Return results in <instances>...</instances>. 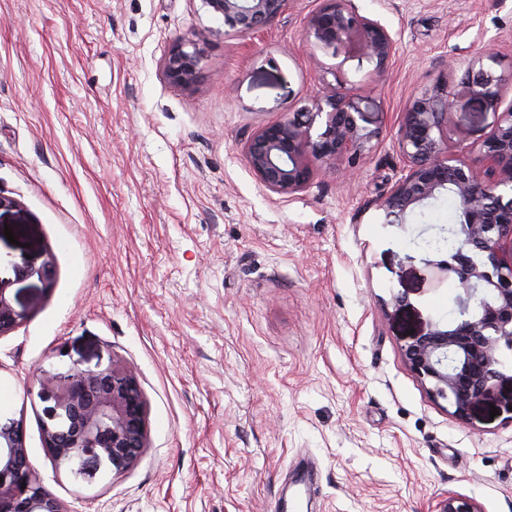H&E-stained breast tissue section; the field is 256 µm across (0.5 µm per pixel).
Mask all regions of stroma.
<instances>
[{"label": "stroma", "instance_id": "35a3bbf8", "mask_svg": "<svg viewBox=\"0 0 512 512\" xmlns=\"http://www.w3.org/2000/svg\"><path fill=\"white\" fill-rule=\"evenodd\" d=\"M322 4L294 0L244 37L203 0H0V194L25 216L0 217V287L20 315L0 336V410L67 512H282L293 498L299 512H436L451 493L512 512V364L463 422L402 355L453 307L422 245L448 207L401 226L379 208L405 166L411 96L463 92L488 45L512 100V0H353L399 40L382 73L307 41ZM188 40L205 61L183 89L162 66ZM339 77L378 143L297 196L268 191L247 138ZM497 121L475 103L448 134L473 146ZM114 364L146 397L149 446L79 487L47 458L37 379Z\"/></svg>", "mask_w": 512, "mask_h": 512}]
</instances>
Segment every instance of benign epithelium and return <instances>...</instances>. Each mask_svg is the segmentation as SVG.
<instances>
[{
    "label": "benign epithelium",
    "instance_id": "obj_1",
    "mask_svg": "<svg viewBox=\"0 0 512 512\" xmlns=\"http://www.w3.org/2000/svg\"><path fill=\"white\" fill-rule=\"evenodd\" d=\"M288 0H205L241 36L263 31ZM306 36L337 56L353 41L358 53L380 72L395 55L397 39L377 18L359 14L351 0H324L306 25ZM491 48L476 52L463 76L469 93L500 112L493 131L477 146L448 140V113L460 104L446 87L409 99L397 131L406 168L380 204L385 223L402 225L414 210L449 193L458 203L463 234L458 248L436 262L440 278L457 282L455 304L462 317L430 324L409 337L402 353L407 365L436 398L448 402L462 421L502 377L505 352H512V103L504 102L503 79ZM204 65L196 44L175 45L163 63L169 83L192 87ZM320 130L314 131L315 122ZM381 137L353 87H327L314 109L302 108L246 140L245 158L269 191L293 197L313 182L316 168L343 156L356 161ZM19 314L0 289V336L15 328ZM43 403L41 431L48 459L77 479L86 452L116 472L134 464L148 447L147 403L134 376L112 366L70 367L63 383L38 378ZM0 512H66L38 479L25 446L23 422L0 419ZM439 512H483L472 498L450 494Z\"/></svg>",
    "mask_w": 512,
    "mask_h": 512
}]
</instances>
